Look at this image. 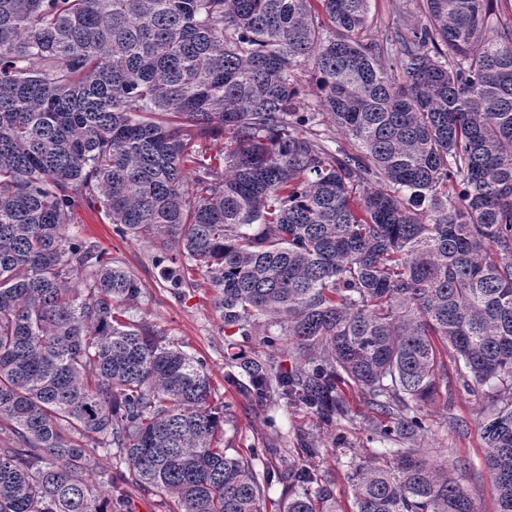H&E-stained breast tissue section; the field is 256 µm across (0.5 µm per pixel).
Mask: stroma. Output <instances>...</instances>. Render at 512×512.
<instances>
[{"instance_id":"stroma-1","label":"stroma","mask_w":512,"mask_h":512,"mask_svg":"<svg viewBox=\"0 0 512 512\" xmlns=\"http://www.w3.org/2000/svg\"><path fill=\"white\" fill-rule=\"evenodd\" d=\"M77 227L81 235L96 240L103 250L122 259L140 280L143 294L132 311L134 318L156 326L183 342L188 353L204 359L216 398L225 405L224 446L228 453L255 457L256 467L269 466L284 472L295 457L301 434L317 437L324 453L307 461L306 466L320 478L330 480L332 494L341 506L350 505L348 475L352 463L368 460L382 449L374 433L380 416L361 392L349 393L352 420L332 427L295 405H252L238 388L225 382L224 350L231 344L258 354L262 348L257 339L225 335L224 325L214 311L212 292L188 288L182 296H174L164 288L151 263V247L121 239L113 233L111 224L88 208L78 209ZM486 405V400L468 396L456 383L440 387L435 401L419 409L426 430L415 438L414 445L426 449L431 460L452 463L479 512H495L496 492L483 466Z\"/></svg>"}]
</instances>
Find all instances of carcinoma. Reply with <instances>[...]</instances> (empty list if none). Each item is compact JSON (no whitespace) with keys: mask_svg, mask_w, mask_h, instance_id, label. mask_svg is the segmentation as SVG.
<instances>
[{"mask_svg":"<svg viewBox=\"0 0 512 512\" xmlns=\"http://www.w3.org/2000/svg\"><path fill=\"white\" fill-rule=\"evenodd\" d=\"M489 2L424 0L378 39L371 0H0V512H130L132 491L262 512L273 479L221 447L204 361L130 315L140 281L82 206L174 294L209 288L224 328L288 348L291 371L224 353L252 404L333 425L368 394L395 447L354 466L351 512H478L404 447L448 359L495 393L485 466L512 512V24ZM288 480L287 512H336L314 472Z\"/></svg>","mask_w":512,"mask_h":512,"instance_id":"carcinoma-1","label":"carcinoma"}]
</instances>
